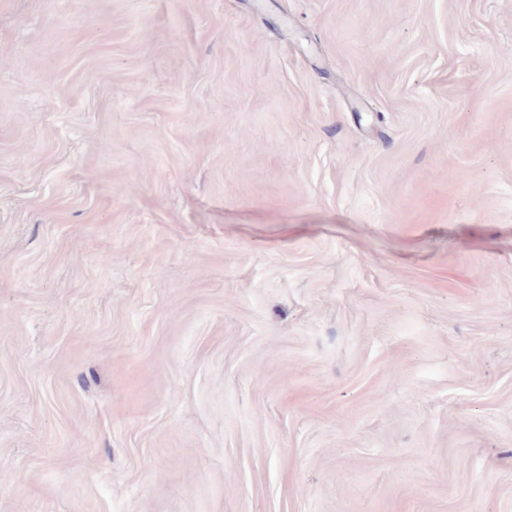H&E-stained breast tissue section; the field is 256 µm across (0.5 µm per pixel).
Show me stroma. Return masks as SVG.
<instances>
[{"instance_id":"obj_1","label":"stroma","mask_w":512,"mask_h":512,"mask_svg":"<svg viewBox=\"0 0 512 512\" xmlns=\"http://www.w3.org/2000/svg\"><path fill=\"white\" fill-rule=\"evenodd\" d=\"M0 512H512V0H0Z\"/></svg>"}]
</instances>
